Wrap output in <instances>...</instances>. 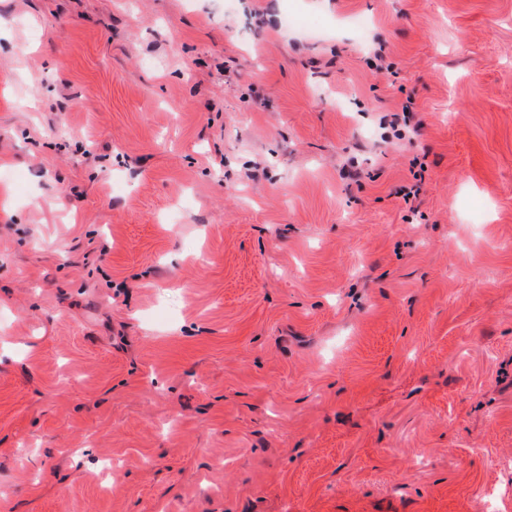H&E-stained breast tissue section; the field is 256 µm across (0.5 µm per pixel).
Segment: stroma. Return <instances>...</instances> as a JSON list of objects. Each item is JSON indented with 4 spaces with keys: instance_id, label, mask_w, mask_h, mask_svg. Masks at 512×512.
<instances>
[{
    "instance_id": "obj_1",
    "label": "stroma",
    "mask_w": 512,
    "mask_h": 512,
    "mask_svg": "<svg viewBox=\"0 0 512 512\" xmlns=\"http://www.w3.org/2000/svg\"><path fill=\"white\" fill-rule=\"evenodd\" d=\"M0 512H512V0H0Z\"/></svg>"
}]
</instances>
